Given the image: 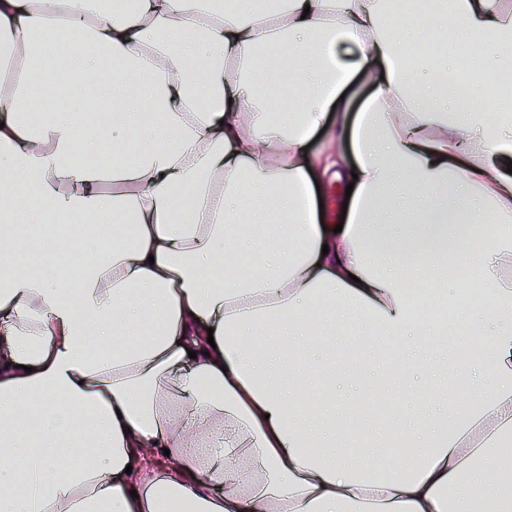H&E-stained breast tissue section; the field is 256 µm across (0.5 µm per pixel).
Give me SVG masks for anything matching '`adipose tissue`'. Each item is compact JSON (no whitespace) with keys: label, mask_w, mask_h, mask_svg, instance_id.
Here are the masks:
<instances>
[{"label":"adipose tissue","mask_w":512,"mask_h":512,"mask_svg":"<svg viewBox=\"0 0 512 512\" xmlns=\"http://www.w3.org/2000/svg\"><path fill=\"white\" fill-rule=\"evenodd\" d=\"M390 0H0V512H512V98L461 110L408 45L442 17L393 23ZM476 81L512 53V0H455ZM57 22L62 50L31 49ZM82 67L92 87L61 81ZM373 92L358 115L346 95ZM65 106L30 125L38 90ZM287 97L293 111L274 115ZM329 145L315 150L319 133ZM352 186L341 232L316 186ZM456 266L438 263L450 221ZM476 261L489 336L460 341L458 401L437 362L456 322L413 329L411 299L449 303ZM410 335L412 390L462 404L456 431L394 428L401 459L350 455V414L313 410L307 351L347 327Z\"/></svg>","instance_id":"adipose-tissue-1"}]
</instances>
